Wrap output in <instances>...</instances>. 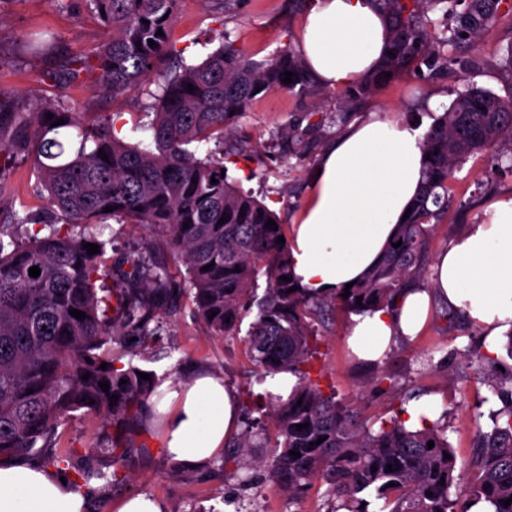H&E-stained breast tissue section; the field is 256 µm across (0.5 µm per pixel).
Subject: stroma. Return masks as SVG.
Wrapping results in <instances>:
<instances>
[{
    "mask_svg": "<svg viewBox=\"0 0 512 512\" xmlns=\"http://www.w3.org/2000/svg\"><path fill=\"white\" fill-rule=\"evenodd\" d=\"M308 9L306 0H231L219 10L216 0H180L171 29V39L189 63L201 62L219 47V33H227L235 46L256 63H262L277 51L298 47V31ZM36 31L54 33L52 51L30 57L24 50L28 36ZM108 38V32L87 10L85 0H0V110L31 112L45 102L64 100L72 111L83 113L86 123L115 115L120 137L131 144L147 143L150 133L144 125L146 112L154 106L160 92L157 82H149L139 93L113 99L97 86L95 78L66 83L62 76L72 59L88 53ZM512 51V16L498 13L493 24L469 48L463 51L470 60L467 68L452 67L447 73L430 78L408 69L380 84L370 94L345 103L335 88L313 84L307 96L282 91L254 102L241 115L232 134L223 143L207 142V151L224 150V164L231 181L250 191L273 209L280 224L291 227L304 205L314 170L324 149L345 131L339 113L350 122L365 119L381 111L419 131H427L434 116L445 112L457 91L471 85L505 98L512 95V73L504 66ZM323 116L322 126L304 155L292 156L289 130L307 114ZM0 234H18L11 224L12 212L41 220L45 192L23 154L9 158L0 153ZM458 197H474L466 211L449 210L428 236V253L436 255L449 239L468 225L486 221L491 204L512 197V168L498 162L493 152L470 156L454 172L449 182ZM103 239L112 244L111 265L119 267L136 247H154L176 276L185 267L169 252L159 237L130 222L107 220L100 226ZM442 306H435L423 331L414 341L393 348L384 363L376 368L360 365L350 354L345 338L352 314L339 306H330L316 327L320 355L316 366L322 376L324 393L352 408L361 420L392 416L405 394L418 391L434 396L447 407L448 440L457 456L455 483L465 489L471 477V461L476 453V419L488 413L489 388L479 375L468 379L458 376V349L479 341L481 332L467 320L448 324ZM154 357L139 366L156 380L178 373L189 382L202 369L221 375L234 388L241 406L262 413L266 410L269 381L261 379L249 360L241 335H213L195 312L191 298L180 296L177 308L168 318L153 345ZM387 375L391 384L373 387L372 377ZM111 427L93 416H79L62 431L60 446L84 451L108 434ZM129 450L122 480L118 484L97 486L89 499L88 512H114L120 498L142 493L164 500L167 512H326L325 487L314 485L301 497L292 499L278 491L265 465L270 451L251 448L238 461L243 473L252 478L243 485L227 477L221 458H214L200 469L172 462L165 449L143 432L135 422L126 433Z\"/></svg>",
    "mask_w": 512,
    "mask_h": 512,
    "instance_id": "stroma-1",
    "label": "stroma"
}]
</instances>
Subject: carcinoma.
<instances>
[{"label":"carcinoma","mask_w":512,"mask_h":512,"mask_svg":"<svg viewBox=\"0 0 512 512\" xmlns=\"http://www.w3.org/2000/svg\"><path fill=\"white\" fill-rule=\"evenodd\" d=\"M372 2L388 27V54L374 72L346 89L348 102L387 81V72L394 77L415 66L435 74L463 65L452 51L476 38L502 5V0ZM178 4L86 0L109 38L72 60L68 72L74 81L97 75L100 89L117 99L136 93L161 59L174 57L177 65L164 77L153 118L144 125L152 131L154 149L124 142L111 119L85 125L81 113L58 100L27 115L0 111V129L12 133L9 141L0 138V151L17 146L28 151L50 212V219L33 231L29 216L13 213L11 221L25 226L24 236L0 238V461L25 457L42 466L63 464L74 489L93 477L118 481L126 456L122 434L90 448L112 458L108 473L88 468L74 450L58 452V429L79 411L118 428L142 416L156 384L137 375L133 359L143 350L130 349L126 337H139L149 349L175 301L186 293L217 336L240 330L244 314L256 309L244 337L251 362L267 377L288 372L297 378L287 399L270 403L266 411L278 437L270 467L279 491L297 498L319 479L327 484L330 512H374L378 501L383 502L380 512H469L478 501L489 503L493 512H512V504H503L512 498V367L498 369V357L482 352L483 346L459 351L465 362L460 376L476 367L499 407L489 412L487 427L477 426L473 477L455 499L448 411L415 430L405 425L402 406L379 425H368L311 378L309 365L318 354L314 317L328 300L301 288L290 291L296 282L282 280L291 276L288 244L278 242L283 226H266L277 220L275 213L222 175L224 158H201L194 147L229 135L258 98L283 90L307 93L313 76L289 48L257 64L225 35L201 63L183 62L170 39ZM462 4L457 25L446 23L437 34L430 30L435 24L431 13L449 17ZM159 30L163 35H156ZM287 71L293 76L285 84ZM60 119L64 123L54 125ZM422 147L430 160L421 193L393 238L401 245L387 246L348 297L334 295L336 304L351 312L391 307L406 288L425 281L427 236L448 213L454 168L488 149L512 161V97L467 87L434 118ZM213 178L217 183H211ZM111 218L165 237L186 266L183 281H176L169 266L148 250L126 259L128 269H120L118 287L98 293L107 242L91 228ZM221 218L226 222L218 223ZM87 243L98 245V252L88 254ZM210 263L213 267L203 270ZM32 266L40 269L39 276L29 275ZM261 279L265 289L259 295ZM73 309L86 317L71 316ZM102 381L109 382L106 392ZM113 395L118 397L114 405ZM305 423L309 427L297 429ZM264 432L260 421L249 417L232 446L251 448ZM373 466L377 471H371Z\"/></svg>","instance_id":"obj_1"}]
</instances>
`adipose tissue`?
<instances>
[{"instance_id": "ef3b65f1", "label": "adipose tissue", "mask_w": 512, "mask_h": 512, "mask_svg": "<svg viewBox=\"0 0 512 512\" xmlns=\"http://www.w3.org/2000/svg\"><path fill=\"white\" fill-rule=\"evenodd\" d=\"M387 42L370 0H313L300 30L307 67L331 88L373 70ZM423 163L419 131L378 112L326 150L288 237L301 288L335 293L378 260L419 189ZM436 300L461 309L483 331L485 351H495L512 325V197L493 203L486 222L469 225L435 256L430 288L404 291L393 308L355 315L345 338L349 351L381 365L398 342L419 335ZM159 392V443L177 464L203 467L237 435L240 403L223 377L202 372L185 384L167 380ZM89 497L52 470L20 459L0 463V512H85Z\"/></svg>"}]
</instances>
